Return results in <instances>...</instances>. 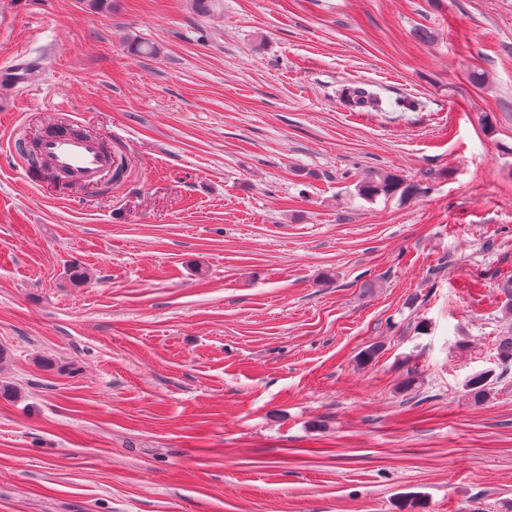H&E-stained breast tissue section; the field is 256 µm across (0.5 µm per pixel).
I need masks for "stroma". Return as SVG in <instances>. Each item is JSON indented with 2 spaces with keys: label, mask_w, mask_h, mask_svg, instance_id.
Listing matches in <instances>:
<instances>
[{
  "label": "stroma",
  "mask_w": 512,
  "mask_h": 512,
  "mask_svg": "<svg viewBox=\"0 0 512 512\" xmlns=\"http://www.w3.org/2000/svg\"><path fill=\"white\" fill-rule=\"evenodd\" d=\"M223 2L0 0V64L47 63L0 141L126 165L0 149V512H504L512 0ZM341 99L346 106L360 107V108H374L377 106V99H375L371 92L360 85H346L341 90ZM49 129L39 147L41 157L60 173L88 187L97 186L112 166V158L102 150L99 140L66 131L48 132ZM357 195L366 201H376L379 197L389 198L400 193L405 197L412 195L416 187L406 184L397 174L383 169H368L357 176ZM492 376V371H485L470 377L464 385L465 395L476 403L485 401L490 392Z\"/></svg>",
  "instance_id": "35a3bbf8"
}]
</instances>
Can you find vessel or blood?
Masks as SVG:
<instances>
[{"instance_id":"obj_1","label":"vessel or blood","mask_w":512,"mask_h":512,"mask_svg":"<svg viewBox=\"0 0 512 512\" xmlns=\"http://www.w3.org/2000/svg\"><path fill=\"white\" fill-rule=\"evenodd\" d=\"M37 75V70L24 62L0 66L1 77H11L27 88L37 86ZM39 152L57 171L89 187L97 186L112 165L111 157L102 150L98 139L66 131L45 133Z\"/></svg>"}]
</instances>
